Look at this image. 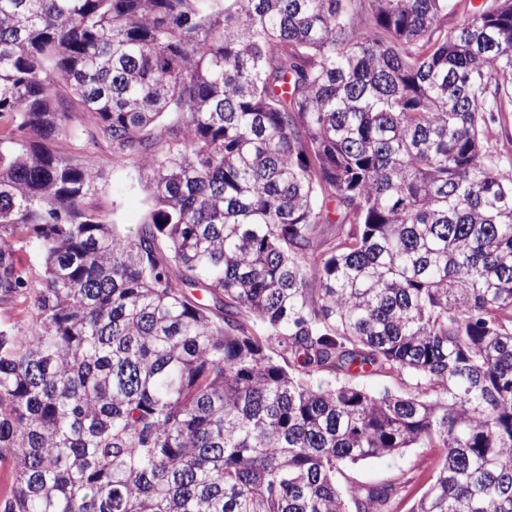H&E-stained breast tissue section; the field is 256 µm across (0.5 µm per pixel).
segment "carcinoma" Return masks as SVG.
<instances>
[{"instance_id": "carcinoma-1", "label": "carcinoma", "mask_w": 512, "mask_h": 512, "mask_svg": "<svg viewBox=\"0 0 512 512\" xmlns=\"http://www.w3.org/2000/svg\"><path fill=\"white\" fill-rule=\"evenodd\" d=\"M461 7L0 0V512H393L348 468L409 448L411 512H512V0ZM92 156L101 175L94 203L111 215L124 234L132 235L148 209L150 191L146 179L137 168L116 163L106 152L97 151ZM27 303L18 301L9 305H0V321L15 324L24 331L28 324ZM351 381L373 392H381L384 389L398 392L404 388V386L401 385L399 379H396L390 375L366 374L363 376L355 377L351 379Z\"/></svg>"}]
</instances>
